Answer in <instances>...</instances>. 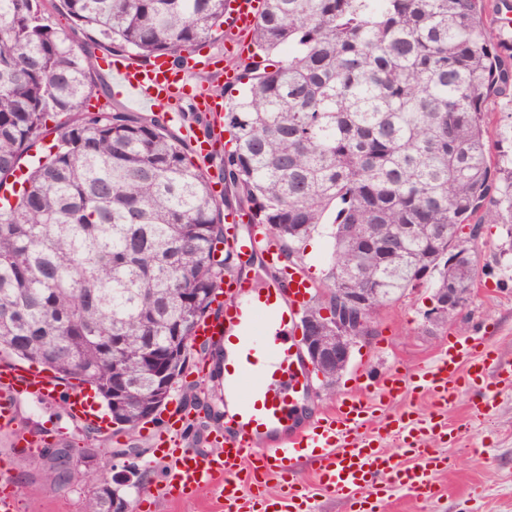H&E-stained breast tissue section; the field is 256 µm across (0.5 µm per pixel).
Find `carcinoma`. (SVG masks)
<instances>
[{"label":"carcinoma","instance_id":"1","mask_svg":"<svg viewBox=\"0 0 512 512\" xmlns=\"http://www.w3.org/2000/svg\"><path fill=\"white\" fill-rule=\"evenodd\" d=\"M226 0H61L81 27H54L44 0H0V187L55 114V143L0 207V355L90 386L117 431L133 435L165 404L190 359L224 267L222 211L206 166L164 117L107 102L96 50L141 62L208 42ZM253 52L231 61L247 79L224 107V188L269 227L286 260L332 211L325 307L369 290V319L407 291L469 288L478 274L459 238L469 224H512L508 145L486 144L489 103L512 89L509 45L485 0H264ZM182 120L207 127L193 103ZM168 374L161 384L154 362ZM89 465L73 448L48 458L59 485ZM95 490L84 512H116Z\"/></svg>","mask_w":512,"mask_h":512}]
</instances>
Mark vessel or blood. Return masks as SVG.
Instances as JSON below:
<instances>
[{"label": "vessel or blood", "instance_id": "vessel-or-blood-1", "mask_svg": "<svg viewBox=\"0 0 512 512\" xmlns=\"http://www.w3.org/2000/svg\"><path fill=\"white\" fill-rule=\"evenodd\" d=\"M264 0H227L224 37L227 45L254 26ZM214 57L195 50L184 66L158 57L146 66L108 61L107 70L125 100L137 105L174 111L177 102L193 99L210 120L207 135L188 132L199 158H207L224 137L222 103L198 93L189 73L214 64ZM229 249L261 260L274 268L280 253L266 226H252L247 237L231 236ZM313 281L303 270L257 288L225 271L215 290V311L200 319L193 342L220 341L224 346V414L221 446L204 451L189 445L161 448L159 459L169 461L166 492L186 500L198 488L215 485L224 499V512H313L311 496L296 479L299 464L315 473L320 486L344 498L350 512H381L382 503L397 488L423 501L436 491L435 472L447 463L440 447L448 437L445 416L469 387L484 385L489 372L512 381V364L497 360L481 336L444 343L435 361L415 371H374L364 363L357 378L372 387L371 398L344 397L332 412L307 416L306 401L315 395L313 370L297 331L311 303ZM430 396L433 410L420 416L413 410L387 412L388 402L405 391ZM34 396L46 401L65 399L71 419L106 433L110 425L83 388L48 375L0 362V428L17 422L16 403ZM394 449H387V442ZM283 477L284 490L269 499L270 475Z\"/></svg>", "mask_w": 512, "mask_h": 512}]
</instances>
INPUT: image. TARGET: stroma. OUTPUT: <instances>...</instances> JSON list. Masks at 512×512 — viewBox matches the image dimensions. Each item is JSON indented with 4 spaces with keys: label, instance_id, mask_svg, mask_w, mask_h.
<instances>
[{
    "label": "stroma",
    "instance_id": "stroma-1",
    "mask_svg": "<svg viewBox=\"0 0 512 512\" xmlns=\"http://www.w3.org/2000/svg\"><path fill=\"white\" fill-rule=\"evenodd\" d=\"M506 239L505 225L485 224L471 240L480 266L490 272L477 275L473 293L454 322L435 326L426 321L430 289L406 293L382 311L373 340L354 347L352 368L367 361L404 371L429 363L446 339L475 334L488 336L496 356L512 363V254L501 251ZM352 368L343 373L334 391L318 392L308 404L309 412L332 409L345 394L363 393L364 385ZM482 396L477 388L464 391L448 408V423L457 429L458 438L444 449L446 469L434 476L436 498L424 503L398 489L385 512H512V386H499L488 417L475 413ZM18 427L27 444L13 445L9 432L0 431V471L12 476L17 512H83L92 489L123 465L113 449L132 444L142 451L137 465L148 472L143 489L127 492L136 512H224V500L212 486L202 487L189 501L166 497L162 488L168 468L154 457L145 433L96 434L73 423L63 402L27 399L18 406ZM60 442L84 449L93 465L69 483L53 486L42 481L40 471L49 447Z\"/></svg>",
    "mask_w": 512,
    "mask_h": 512
}]
</instances>
